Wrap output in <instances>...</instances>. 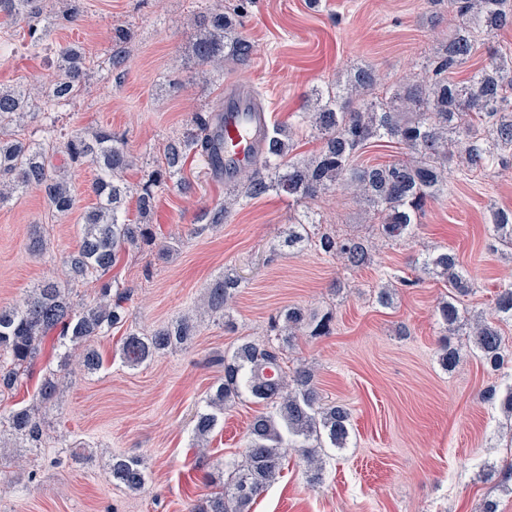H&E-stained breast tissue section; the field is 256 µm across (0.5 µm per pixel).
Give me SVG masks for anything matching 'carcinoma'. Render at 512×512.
Here are the masks:
<instances>
[{
  "instance_id": "1",
  "label": "carcinoma",
  "mask_w": 512,
  "mask_h": 512,
  "mask_svg": "<svg viewBox=\"0 0 512 512\" xmlns=\"http://www.w3.org/2000/svg\"><path fill=\"white\" fill-rule=\"evenodd\" d=\"M46 0H0V18L29 23L28 48L37 54L45 49L46 31L37 29ZM448 3V12L458 24L424 67V74L403 85L390 96H372L378 76L359 67L343 88L318 90L312 110L298 115V126L321 141L318 152L294 154L293 131L273 127L252 169L239 177L237 193L249 199L269 191L284 193L299 202L317 198L342 185L357 201L380 219V237L403 239L427 204L448 195V170L452 165L467 168L487 166L512 152V58L494 53L488 63L472 70L464 81L448 74L467 66L478 44L494 32L512 26V0H434ZM218 8L202 16L193 54L201 74L224 72V64L242 66L249 62L253 46L238 32L240 10ZM85 0H67L56 19L76 24L85 18ZM59 59L54 82L41 88L44 102L68 104L88 77L83 49L75 44L56 47ZM29 93L20 88L0 89V126L9 125L27 113ZM213 113L195 112L185 131L170 140L165 164L152 169L138 185L139 211L147 213L155 195L181 176L190 155L213 162L210 125ZM395 140L404 146L407 158L370 166L354 165L359 150L372 141ZM91 165L97 170L92 191L99 203L83 216L77 248L66 259L64 280H43L24 302L0 308V393H8L30 376L44 338L58 332L62 346L84 347L82 366L93 374L103 366L102 357L91 345L100 336L124 322V292H112L108 273L120 254L152 241L147 224H133L123 205L132 188L124 173L133 166L125 137L110 128L76 130L64 134L50 112L41 113V140H0V206L23 195L31 187L43 190L47 208L64 215L72 210L75 195L65 169ZM492 237L512 250V210L493 213ZM313 244L323 254L346 267L359 268L370 261L361 241L316 231V223H297L288 228L279 247L301 251ZM423 273L441 279L450 295L438 302L435 314L445 330L462 323L469 326V353L489 371L507 365L499 326L482 317L468 320L457 306V298L471 293L469 280L455 254L446 250L430 253L422 260ZM91 278L98 288L89 304L74 300L77 282ZM240 286L236 278L216 281L207 293V307L221 313L224 324L232 323L230 309ZM498 320L512 321V286L498 289L494 299ZM334 317L318 315L301 307H288L270 318L266 339L244 338L232 351L217 354L211 363L224 367L206 401V409L195 415L197 438L209 436L220 424L224 407L245 399L262 404L253 415L240 463L226 464L227 472L211 477L214 487L200 507L190 512H251L257 497L280 477L283 458L292 448L302 456L308 479L321 482L320 453L342 449L351 437V414L344 405H326L314 383V372L304 364L287 365L286 351L300 336L333 334ZM197 333L192 316L149 334L130 330L120 346V358L135 368L152 357L177 349ZM440 363L449 370L459 363L461 350L448 336L439 340ZM59 373L42 376L34 394L35 403L48 405L59 394ZM485 398L499 405L512 423V384L504 390L489 389ZM6 422L10 435L21 448H38L43 438V421L32 405L13 408ZM112 483L128 491L144 489L147 477L140 458L112 457Z\"/></svg>"
}]
</instances>
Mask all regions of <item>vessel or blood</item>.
Wrapping results in <instances>:
<instances>
[{
	"mask_svg": "<svg viewBox=\"0 0 512 512\" xmlns=\"http://www.w3.org/2000/svg\"><path fill=\"white\" fill-rule=\"evenodd\" d=\"M216 147L223 161L224 182H232L237 171L254 165L269 133L267 113L257 101L251 85L225 86L224 107L213 120Z\"/></svg>",
	"mask_w": 512,
	"mask_h": 512,
	"instance_id": "obj_1",
	"label": "vessel or blood"
}]
</instances>
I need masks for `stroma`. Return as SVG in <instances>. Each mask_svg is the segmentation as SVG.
<instances>
[{
    "label": "stroma",
    "mask_w": 512,
    "mask_h": 512,
    "mask_svg": "<svg viewBox=\"0 0 512 512\" xmlns=\"http://www.w3.org/2000/svg\"><path fill=\"white\" fill-rule=\"evenodd\" d=\"M86 2L85 20L50 26L48 49L36 56L24 23L13 25L11 48L0 51V88L51 78L58 71L54 46L80 45L89 81L58 112L57 124L122 133L134 159L126 173L133 186L163 163L168 141L193 113L212 110L226 80L251 83L270 124L288 125L313 89L346 81L357 67H374L389 90L412 81L455 24L430 0H245L240 31L254 46L251 60L225 65L223 76L205 82L192 77L196 22L228 0ZM119 28L133 37L116 58ZM94 177L89 166L72 172L76 205L66 215L49 211L35 190L0 207V307L21 304L74 250L81 216L97 203ZM183 177L186 188L158 193L145 218L154 241L111 272L130 299L125 325L94 342L104 369L76 376L39 412L65 447L0 448V512H188L201 503L216 465L241 460L257 409L249 401L226 408L206 447L198 446L194 415L222 374L210 359L241 338L264 336L270 316L290 305L334 317L332 335L299 340L288 358L314 370L324 400L348 404L351 438L347 448L327 450L318 485L308 482L300 456L288 454L252 512H483L489 499L498 512H512V493L485 475L487 464L512 460L505 417L484 399L486 390L506 386L507 375L470 356L442 368L435 308L447 288L419 271L428 253L453 251L475 282L464 308L490 313L498 288L512 283V250L492 249L489 235L494 211L512 210V166L451 170L447 196L428 203L412 237L396 242L380 240L371 212L336 190L298 204L266 194L191 236L189 225L223 202L225 187L198 157L187 161ZM308 216L371 244L370 263L348 269L312 247L280 253L289 225ZM37 237L46 254L31 250ZM227 275L241 280L231 331L203 306L212 284ZM381 282L393 290L386 307L376 300ZM187 313L200 325L190 344L134 369L121 361L127 329L148 332ZM74 451L89 462L75 463ZM116 454L142 460L144 490L113 484Z\"/></svg>",
    "instance_id": "obj_1"
}]
</instances>
